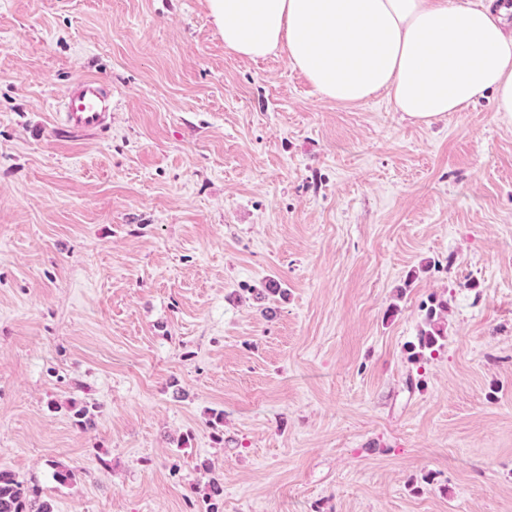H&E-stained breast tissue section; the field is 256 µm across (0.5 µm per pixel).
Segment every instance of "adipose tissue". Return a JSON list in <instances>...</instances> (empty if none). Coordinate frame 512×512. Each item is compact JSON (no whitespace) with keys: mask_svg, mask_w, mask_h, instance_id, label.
Listing matches in <instances>:
<instances>
[{"mask_svg":"<svg viewBox=\"0 0 512 512\" xmlns=\"http://www.w3.org/2000/svg\"><path fill=\"white\" fill-rule=\"evenodd\" d=\"M236 55L284 53L324 100L385 95L432 125L490 100L512 125V31L493 0H206Z\"/></svg>","mask_w":512,"mask_h":512,"instance_id":"ef3b65f1","label":"adipose tissue"}]
</instances>
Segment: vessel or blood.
<instances>
[{
	"label": "vessel or blood",
	"mask_w": 512,
	"mask_h": 512,
	"mask_svg": "<svg viewBox=\"0 0 512 512\" xmlns=\"http://www.w3.org/2000/svg\"><path fill=\"white\" fill-rule=\"evenodd\" d=\"M112 110L109 89L99 80H80L64 100L62 122L74 131H93L106 126Z\"/></svg>",
	"instance_id": "obj_1"
}]
</instances>
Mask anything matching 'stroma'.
Masks as SVG:
<instances>
[{"label": "stroma", "mask_w": 512, "mask_h": 512, "mask_svg": "<svg viewBox=\"0 0 512 512\" xmlns=\"http://www.w3.org/2000/svg\"><path fill=\"white\" fill-rule=\"evenodd\" d=\"M0 469L53 512H512V126L324 100L205 0H0ZM112 112L109 89L98 79L80 80L65 96L63 125L74 131L100 130ZM435 314V308L429 309L426 315L429 329L421 330L418 336V344L411 346V350L418 349V351L412 354V358L416 362L423 361L424 359L427 360L428 356L432 358L444 347L442 342L443 338H445L444 329L434 320Z\"/></svg>", "instance_id": "35a3bbf8"}]
</instances>
